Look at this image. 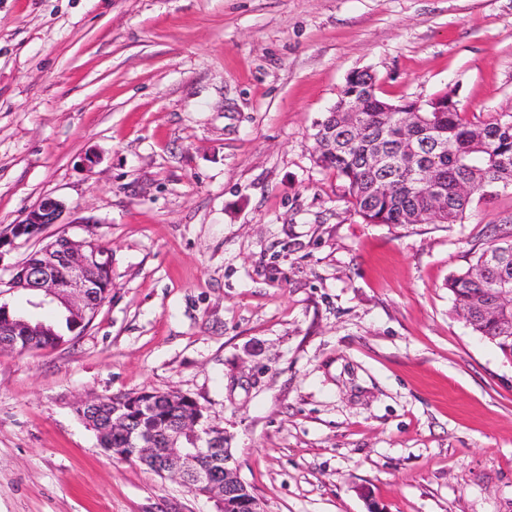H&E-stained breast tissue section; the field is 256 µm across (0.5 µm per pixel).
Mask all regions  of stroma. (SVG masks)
I'll return each instance as SVG.
<instances>
[{
  "instance_id": "stroma-1",
  "label": "stroma",
  "mask_w": 512,
  "mask_h": 512,
  "mask_svg": "<svg viewBox=\"0 0 512 512\" xmlns=\"http://www.w3.org/2000/svg\"><path fill=\"white\" fill-rule=\"evenodd\" d=\"M355 71L510 113L512 0H0V235L66 206L0 279L62 234L112 251L79 338L0 353V512H215L74 412L140 390L205 407L264 512H512V361L447 288L512 193L363 222L312 138ZM65 209L64 203L58 199L52 197L42 199L36 206L26 212L21 221L13 224L8 240H3L0 237V251L6 245H13L15 239L38 237L47 224L59 222Z\"/></svg>"
}]
</instances>
